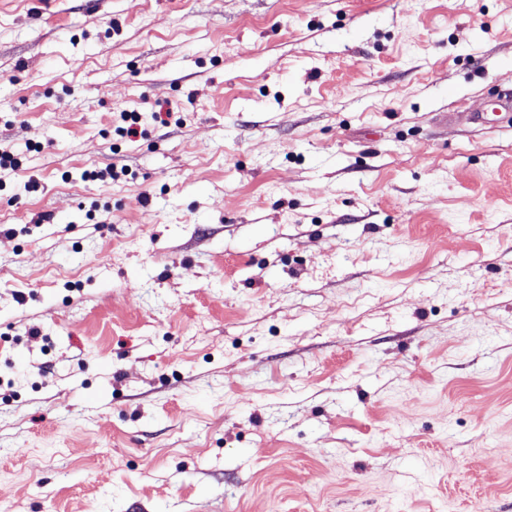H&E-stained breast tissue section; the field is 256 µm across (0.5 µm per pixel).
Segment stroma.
Wrapping results in <instances>:
<instances>
[{"label": "stroma", "mask_w": 512, "mask_h": 512, "mask_svg": "<svg viewBox=\"0 0 512 512\" xmlns=\"http://www.w3.org/2000/svg\"><path fill=\"white\" fill-rule=\"evenodd\" d=\"M508 92L512 0H0V512H512Z\"/></svg>", "instance_id": "35a3bbf8"}]
</instances>
